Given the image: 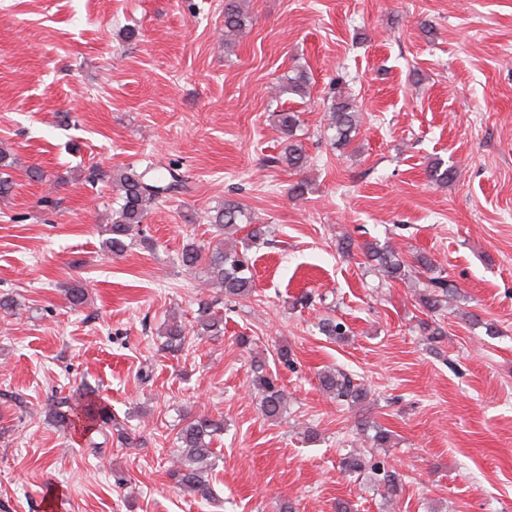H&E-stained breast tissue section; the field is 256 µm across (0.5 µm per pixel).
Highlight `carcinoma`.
<instances>
[{
	"mask_svg": "<svg viewBox=\"0 0 512 512\" xmlns=\"http://www.w3.org/2000/svg\"><path fill=\"white\" fill-rule=\"evenodd\" d=\"M243 0H224V36L225 45L229 46L245 25ZM308 75L299 70L292 77L275 87V93H293L301 97L307 93ZM329 126L338 135V143L350 140V135L357 129L358 112L356 105L342 95L332 97L328 106ZM278 125L285 142L279 160L288 168L299 171L307 164V157L302 145L295 140L296 131L301 120L296 112L282 111L278 114ZM13 163L9 154L0 152V195L8 194L14 185L9 169ZM113 182L119 191L118 209L112 214V223L104 225L107 234L105 246L113 253L123 251L127 240L134 234L143 233L141 224L152 205L161 197L179 193L185 189V180L176 170L166 175H157L149 171L139 172L133 168L119 169L113 176ZM210 226L215 233V242L203 247L195 243L187 244L181 251V262L184 266L195 268L205 266L210 285L224 291L227 300L247 299L254 292V280L247 255L249 244H255L264 233V227L252 223L248 210L239 202L224 201V206L209 216ZM248 229L243 249H229L224 246L222 236L231 235L242 229ZM368 260L380 276L389 280L403 279L408 274V265L398 250L390 245L379 247L373 243L364 244ZM454 291L452 284L444 277L430 278L429 291L421 296L422 306L428 313L437 311L441 298ZM319 330L333 339H344L348 336L346 325L332 318L319 322ZM195 333L198 336H219L224 333V318L211 310L206 300L198 304ZM186 328L176 320L165 326L164 345L171 352L180 351L186 340ZM320 385L325 394L339 403L359 404L364 402L367 390L355 381L348 373L341 370H328L319 377ZM251 382L257 391L259 410L270 420L280 419L286 412L287 395L276 379L266 372L265 363L258 359L251 365ZM75 399L81 403L74 405L72 399L64 397L52 403L48 411L49 420L57 427L70 428L75 420L84 424V430L103 431L116 423L109 408L91 397L88 392H79ZM224 433V420L210 416H188L178 433L179 446L173 455L169 475L177 484L203 500L215 497L214 490L206 477L207 470L213 466L215 452L211 444L215 438ZM370 469L376 476L379 488L389 497L396 496L400 491L398 475L394 466L383 460L366 465L363 457L348 454L340 461V469L348 475L358 474Z\"/></svg>",
	"mask_w": 512,
	"mask_h": 512,
	"instance_id": "carcinoma-1",
	"label": "carcinoma"
}]
</instances>
